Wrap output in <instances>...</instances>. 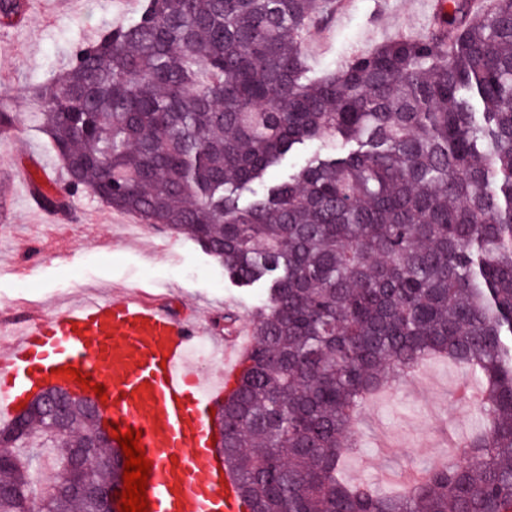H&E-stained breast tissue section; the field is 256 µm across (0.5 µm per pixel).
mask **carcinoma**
I'll return each instance as SVG.
<instances>
[{
    "instance_id": "obj_1",
    "label": "carcinoma",
    "mask_w": 512,
    "mask_h": 512,
    "mask_svg": "<svg viewBox=\"0 0 512 512\" xmlns=\"http://www.w3.org/2000/svg\"><path fill=\"white\" fill-rule=\"evenodd\" d=\"M336 2L144 0L28 99L70 193L265 289L214 418L250 512H512V0H444L425 34L312 75L303 33ZM25 4L0 0V18ZM314 143L326 151L266 183ZM437 357L483 394L450 459L409 491L347 482L361 409ZM99 424L88 398L44 389L0 426V512H98L44 494L30 444L53 430L67 457ZM109 459L86 479L120 483Z\"/></svg>"
}]
</instances>
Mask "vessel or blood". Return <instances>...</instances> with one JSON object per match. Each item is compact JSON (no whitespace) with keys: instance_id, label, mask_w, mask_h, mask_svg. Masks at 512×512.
<instances>
[{"instance_id":"vessel-or-blood-1","label":"vessel or blood","mask_w":512,"mask_h":512,"mask_svg":"<svg viewBox=\"0 0 512 512\" xmlns=\"http://www.w3.org/2000/svg\"><path fill=\"white\" fill-rule=\"evenodd\" d=\"M201 317L172 313L140 292L107 301L93 295L50 318L27 321L0 359V411L14 414L45 381L74 387L67 369L106 386L111 421L141 430L152 462L150 512H248L215 441L212 411L223 387L204 379L195 349ZM248 345L224 339V374L235 375Z\"/></svg>"}]
</instances>
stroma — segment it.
<instances>
[{
  "label": "stroma",
  "instance_id": "obj_1",
  "mask_svg": "<svg viewBox=\"0 0 512 512\" xmlns=\"http://www.w3.org/2000/svg\"><path fill=\"white\" fill-rule=\"evenodd\" d=\"M140 6L141 0H29L18 21L0 26V101L14 115L13 126L0 130V337L16 320L50 316L81 294L112 300L139 287L171 311L195 307L217 341L227 334L225 315L238 324L255 317L261 289L232 284L192 240L83 193L70 196L66 209L43 210L32 199L39 178L21 174L33 164L54 176L55 191L64 187L26 88L59 71L80 40L136 17ZM432 9V0H349L319 36H305L308 65L318 75L353 52L420 35ZM465 374L463 366L435 358L416 379L373 398L355 424L362 447L345 461L347 478L375 483L441 460L469 426L470 408L452 395Z\"/></svg>",
  "mask_w": 512,
  "mask_h": 512
}]
</instances>
